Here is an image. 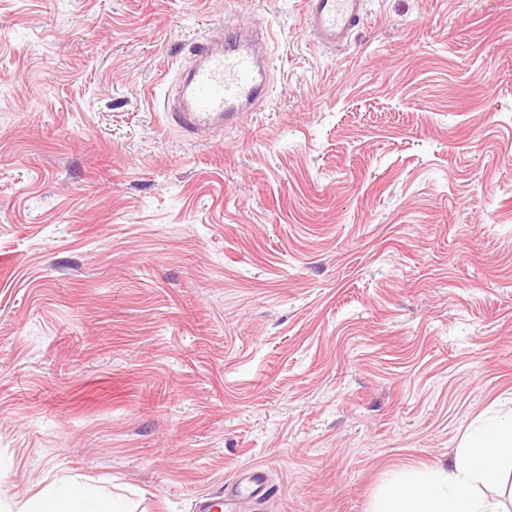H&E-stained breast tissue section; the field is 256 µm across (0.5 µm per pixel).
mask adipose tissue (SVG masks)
<instances>
[{"mask_svg":"<svg viewBox=\"0 0 512 512\" xmlns=\"http://www.w3.org/2000/svg\"><path fill=\"white\" fill-rule=\"evenodd\" d=\"M512 467V411L473 428L452 466L424 472L394 471L382 494L379 512H498L481 493ZM36 512H130L118 498L64 483L39 494Z\"/></svg>","mask_w":512,"mask_h":512,"instance_id":"ef3b65f1","label":"adipose tissue"}]
</instances>
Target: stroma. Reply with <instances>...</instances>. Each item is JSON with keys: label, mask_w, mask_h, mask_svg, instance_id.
<instances>
[{"label": "stroma", "mask_w": 512, "mask_h": 512, "mask_svg": "<svg viewBox=\"0 0 512 512\" xmlns=\"http://www.w3.org/2000/svg\"><path fill=\"white\" fill-rule=\"evenodd\" d=\"M0 0V512H376L512 406V0ZM272 20L273 93L209 141L167 79ZM367 0H307L305 27L325 50L346 43L365 20ZM272 493V486L267 479L266 471L251 468L242 471L237 482L228 492L217 493L215 497L204 498L198 503V512H235L243 499L262 501ZM224 509V510H223ZM35 502V512H132L119 498L69 483L39 494Z\"/></svg>", "instance_id": "obj_1"}]
</instances>
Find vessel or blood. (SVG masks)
I'll use <instances>...</instances> for the list:
<instances>
[{
  "mask_svg": "<svg viewBox=\"0 0 512 512\" xmlns=\"http://www.w3.org/2000/svg\"><path fill=\"white\" fill-rule=\"evenodd\" d=\"M367 0H306L304 24L314 42L331 50L346 43L363 23ZM272 25L225 27L223 41L198 43L188 65L173 79L164 109L168 124L183 135L206 140L212 130L258 111L269 98L271 78L261 61L270 53ZM272 487L264 470L242 471L224 494L202 499L199 512H236L241 500L261 501Z\"/></svg>",
  "mask_w": 512,
  "mask_h": 512,
  "instance_id": "1",
  "label": "vessel or blood"
}]
</instances>
